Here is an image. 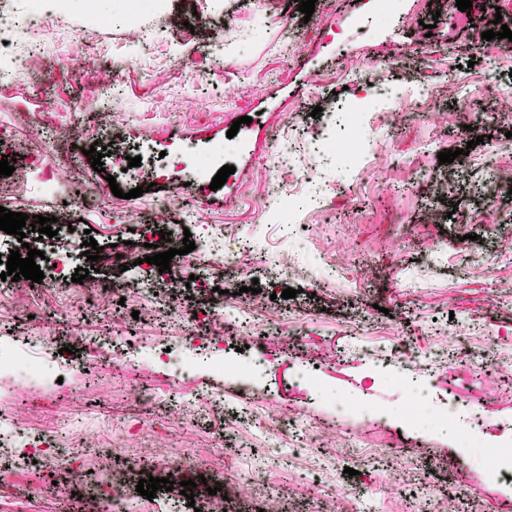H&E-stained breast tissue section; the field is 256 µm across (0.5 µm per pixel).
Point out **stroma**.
<instances>
[{
  "label": "stroma",
  "instance_id": "stroma-1",
  "mask_svg": "<svg viewBox=\"0 0 512 512\" xmlns=\"http://www.w3.org/2000/svg\"><path fill=\"white\" fill-rule=\"evenodd\" d=\"M490 6L512 20V0H472L467 13L453 0H397L384 21L367 0H317L308 18L296 0H167L159 14L142 7L140 39L120 23L94 28L81 10L58 14L40 11L39 0H0L1 11L27 17L0 48L7 76L0 155L15 156L22 170L0 181V206L57 217L72 266L120 284L124 297L87 320L88 295L63 301L42 281L0 299V342L53 336L73 340L84 355L113 340L142 359L137 371L118 372L106 348L84 368L49 366L31 389L35 409L20 405L19 380L0 379V422L34 436L67 421L57 447L108 449L105 457L73 460L84 473L77 512H110L97 488L131 452L158 468L197 457L212 484L230 469L249 472L287 490L280 512H326L345 484L360 492L355 512H432L443 499L455 512H512V484L491 477L453 431H412L395 418L336 411L337 398L348 395L402 410L405 391L381 383L374 355L410 364L444 351L447 364L423 379L429 406L463 402L481 416L489 444L512 426V198L484 204L475 173L488 165L512 174V153L498 149L512 132V98L499 99L498 118L480 128L483 143L468 147L460 130L471 107L464 88L491 94L512 84V56H496L497 41L485 53L470 50ZM351 72L358 82H348ZM107 99L111 120L103 127L93 115ZM358 101L374 113L355 139L366 163L325 165L314 153L288 152L291 125L331 134L337 104ZM245 115L250 124L229 136ZM95 143L107 149L100 173L75 153ZM456 148L469 154L443 199L437 155ZM217 150L235 172L213 191L209 179L194 176L189 154ZM135 156L137 168L128 164ZM267 181L300 197L299 228L282 226L279 200L261 190ZM114 183L143 194L118 198ZM173 184L188 185L197 218L168 207ZM141 224L178 237L191 232L200 248L204 225H223L224 259L206 266L204 279L225 288V302L254 303L251 326L268 336L252 345L231 324L210 328L226 356L262 366L253 382L260 404L245 432L224 414L191 422L172 416L175 402L201 391L236 402L241 383L205 365L184 372L175 364L181 326L142 307L144 279L114 261L143 250ZM89 235L100 247L94 262L82 247ZM282 266L292 270L285 281L275 276ZM332 266L343 277L317 286V274ZM254 283L260 293H249ZM289 287L296 297L282 298ZM165 346L172 359H163ZM483 358L493 369L481 368ZM306 372L322 381L323 394L303 381ZM282 404L299 423L284 439L270 427ZM448 461L456 474L442 470ZM62 470L52 461L34 479L17 477L0 512L50 505ZM400 471L430 472V484L387 493L385 483Z\"/></svg>",
  "mask_w": 512,
  "mask_h": 512
}]
</instances>
